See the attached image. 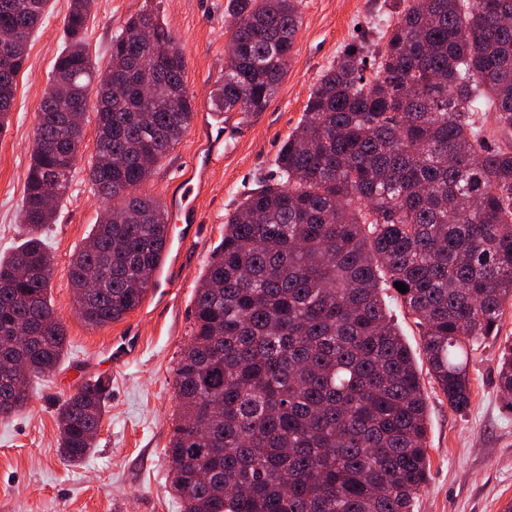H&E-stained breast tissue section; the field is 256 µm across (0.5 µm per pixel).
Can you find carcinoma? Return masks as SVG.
<instances>
[{"label":"carcinoma","mask_w":512,"mask_h":512,"mask_svg":"<svg viewBox=\"0 0 512 512\" xmlns=\"http://www.w3.org/2000/svg\"><path fill=\"white\" fill-rule=\"evenodd\" d=\"M47 2L0 0V30L21 34L0 44V133ZM93 3L69 0L24 183L25 234L0 255V417L22 411L64 353L44 230L68 192L95 80L86 180L112 207L70 261L83 321L102 327L137 308L167 246L168 214L140 187L192 123L186 57L145 9L112 37L96 77ZM226 13L212 109L261 112L286 75L300 2L229 0ZM485 112L512 133V0H399L371 47L350 46L323 71L278 178L226 218L195 288L167 448L183 512H413L429 470L427 402L383 290L406 285L428 373L466 411L471 356L512 303V143L491 147ZM19 351L24 376L9 364ZM110 388L99 376L58 405L66 460L92 452ZM498 389L512 410V348Z\"/></svg>","instance_id":"obj_1"}]
</instances>
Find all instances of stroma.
<instances>
[{
  "mask_svg": "<svg viewBox=\"0 0 512 512\" xmlns=\"http://www.w3.org/2000/svg\"><path fill=\"white\" fill-rule=\"evenodd\" d=\"M69 0H50L47 20L31 35L8 131L0 135V254L19 243L20 211L34 144L38 112L54 62L64 47ZM226 0H95L88 51L98 72L110 61L112 37L143 9L159 13L186 56L185 83L196 114L190 128L150 179L143 194L165 203L172 185L208 145L199 120L224 78ZM395 0H301L302 26L288 71L264 111L225 117L228 141L197 201L199 230L183 249L168 246L177 260L176 287L152 288L141 304L117 322L87 326L76 312L68 277L70 260L105 206L84 182L95 150L86 134L71 187L57 220L45 229L53 256L49 297L66 334V354L50 377L33 382L19 414L0 417V512H183L171 486L166 448L179 406L174 368L193 326V301L224 237V220L259 181L277 176L275 160L299 124L311 89L336 54L366 45L386 28ZM385 302L420 372L427 397L428 481L414 512H502L512 501V413L497 392L500 352L512 342V305H506L498 335L478 348L470 366L472 402L465 412L449 408L434 389L420 329L395 290ZM135 334L139 347L124 365H110L114 338ZM105 376L111 393L90 455L79 463L59 452L58 404L86 381Z\"/></svg>",
  "mask_w": 512,
  "mask_h": 512,
  "instance_id": "35a3bbf8",
  "label": "stroma"
}]
</instances>
